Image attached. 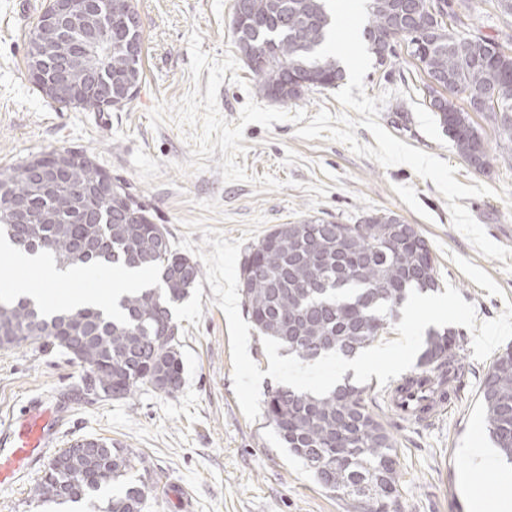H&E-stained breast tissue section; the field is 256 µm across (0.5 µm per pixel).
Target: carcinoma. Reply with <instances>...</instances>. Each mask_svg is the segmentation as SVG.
Here are the masks:
<instances>
[{
	"instance_id": "1",
	"label": "carcinoma",
	"mask_w": 512,
	"mask_h": 512,
	"mask_svg": "<svg viewBox=\"0 0 512 512\" xmlns=\"http://www.w3.org/2000/svg\"><path fill=\"white\" fill-rule=\"evenodd\" d=\"M246 12L238 22L237 47L253 75L256 93L286 103L313 89L333 88L344 69L333 58L307 61L304 56L325 41L332 17L325 0H244ZM433 0H369L368 22L362 38L379 65L395 56L400 39H419L410 51L428 79L429 95L443 98L438 120L459 155L470 165L489 163L484 139L468 112L452 95L463 93L474 112H485L499 136L512 142V54L501 47L489 50L481 37H461L448 27L455 14L436 15ZM99 80L130 83L121 105H107L98 96L55 97L61 111H120L135 98L142 78V55L132 56L112 46ZM307 76L299 83L297 78ZM102 168L76 163L67 182L40 189L27 161L0 168V180L17 197L31 200L37 219L11 224L0 197V237L23 254L52 253L57 269L79 271L87 266L112 265L130 273H155L161 286L133 287L106 310L99 304L51 310L26 295L0 302V345L23 343L52 346L83 364L99 383L126 398L148 384L172 395L183 383L179 327L171 306L198 281L197 263L178 253L166 229L137 195L108 205L91 194L69 205L73 185L92 184ZM29 241L20 248L15 239ZM261 264L274 279L258 278L252 267ZM241 294L246 313L259 333L278 339L282 348L302 360L328 352L356 354L390 325L410 291L438 287L434 260L426 241L394 214H370L361 224H335L308 219L280 224L241 262ZM461 338L451 331H432L419 356L421 372L444 388L458 375L462 363L456 349ZM282 388L268 393L266 414L293 455L311 469L332 492L340 493L352 512H389L398 493L395 441L373 412L376 401L355 385L334 387L327 395ZM486 429L496 448L512 461V347L493 360L480 386ZM62 462L48 466L32 488L43 504H95L103 512H144L148 488L129 486L112 492V481L133 469L123 448L98 440V447L61 452Z\"/></svg>"
}]
</instances>
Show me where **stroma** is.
I'll use <instances>...</instances> for the list:
<instances>
[{"mask_svg": "<svg viewBox=\"0 0 512 512\" xmlns=\"http://www.w3.org/2000/svg\"><path fill=\"white\" fill-rule=\"evenodd\" d=\"M46 0H0V165L51 150H85L112 176L125 180L170 235L172 243L202 245L195 219L243 247L275 226L315 217L361 223L372 213L395 214L429 245L439 285H453L478 321L499 316L512 300V256L482 255L453 224L447 201L431 180L404 164L389 168L355 155L344 143L297 136L319 109L343 114L333 90L285 103L256 95L233 34L234 0H137L143 23L145 78L121 112H57L33 88L25 64L29 35ZM459 35H479L512 50V15L497 0H453ZM427 77L398 41L390 64L372 65L368 96L390 92L378 121L397 139L448 162L464 185L495 188L463 199L494 243L512 249V143L472 113L490 165L478 171L455 149L429 106ZM265 220L254 234L256 215ZM470 260L502 288L488 294L458 267ZM179 325L184 383L164 395L141 385L127 398L88 399L86 369L36 344L0 348V420L31 400L58 417L54 443L19 480L0 484V512H48L32 487L51 457L81 439L104 438L136 458L126 481L149 489L145 512H347L346 501L324 489L286 448L266 417L248 420L237 402L230 337L212 288L199 279L172 307ZM465 374L456 400L431 424L393 412L377 378L365 388L396 440L399 512H512L502 497L512 464L491 442L479 401L490 360L473 355V333L456 326ZM485 470L466 478L467 461ZM125 481V482H126Z\"/></svg>", "mask_w": 512, "mask_h": 512, "instance_id": "obj_1", "label": "stroma"}]
</instances>
